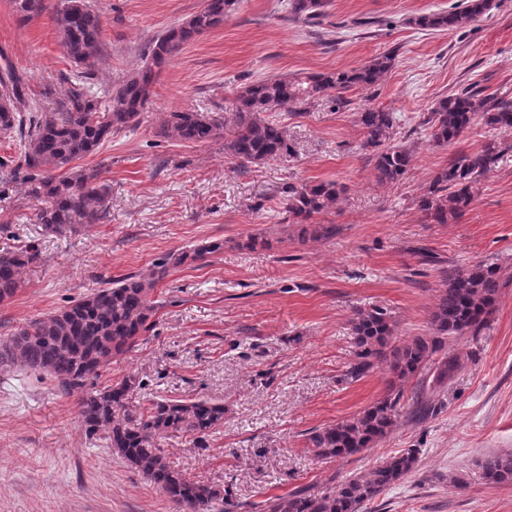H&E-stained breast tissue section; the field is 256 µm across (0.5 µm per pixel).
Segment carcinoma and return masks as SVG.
Instances as JSON below:
<instances>
[{
	"instance_id": "cac0c4a2",
	"label": "carcinoma",
	"mask_w": 512,
	"mask_h": 512,
	"mask_svg": "<svg viewBox=\"0 0 512 512\" xmlns=\"http://www.w3.org/2000/svg\"><path fill=\"white\" fill-rule=\"evenodd\" d=\"M237 0H205L204 7L186 22L169 28L153 40L142 64L113 88L90 91L76 84L55 112H40L29 104L21 78L7 64L0 70V131L20 135V158L13 173L23 175L30 194L44 202L36 223L44 233L63 236L78 228L89 230L103 222L110 208L111 187L97 170L76 169V160L95 154L112 131L136 128L153 97L159 69L181 47L224 24ZM322 0H290L288 11L295 18L317 16ZM22 22L41 15L45 0H13ZM494 0H459L448 12L415 16L410 23L422 30L452 31L489 13ZM61 45L75 66L88 69L97 57L102 38L101 14L87 0H62L56 13ZM395 57L380 54L364 64L304 79L267 78L244 87L238 98L235 128L224 136V126L200 112H168L160 134L193 145L224 142V154L241 167L263 164L293 154L288 132L282 124L260 113L295 108L316 99L345 103L353 88L370 89L393 68ZM504 133H512V99L479 97L464 89L438 99L423 122L429 139L451 145L472 126L476 117ZM363 131L362 147L373 150L374 171L381 183L399 181L407 172L412 153L390 144L393 113L367 109L358 115ZM504 151L502 143L490 141L480 150L460 155L438 170L418 201L428 222L446 224L462 216L475 186ZM69 168V174L57 171ZM346 187L336 180H320L300 186L288 185L279 194L291 224H300L301 236L325 235L311 219L335 208ZM224 250V241L214 240L190 251L169 252L155 263L148 275L130 274L104 281L69 306L33 319L0 345V361L38 373L56 383L65 395L77 391L79 420L89 438L102 437L135 472L162 491L180 512H213L215 504H229L221 490L185 477L173 468L163 442L176 435L206 439L224 426V404L206 398H158L144 404L138 395L145 382L131 374L115 384H98L112 359L136 347L150 332L158 301L156 283L171 266L187 261H207ZM38 256L34 245L0 252V302L13 297L21 286L25 268ZM503 282L496 262H480L462 271L448 272V282L438 295L425 336H414L390 345L393 326L383 310L359 309L351 318V336L356 360L345 376L359 379L376 364L388 368L384 395L358 414L314 429L308 441L314 456L329 463L358 455L392 430L399 415L404 385L431 367L437 379L459 369L457 356L437 363L450 336L477 337L493 314ZM420 451L407 448L376 466L366 475L353 476L322 495L298 489L266 500L264 512H364V507L383 491L413 472ZM480 479L491 487L512 484V455H484L476 462Z\"/></svg>"
}]
</instances>
